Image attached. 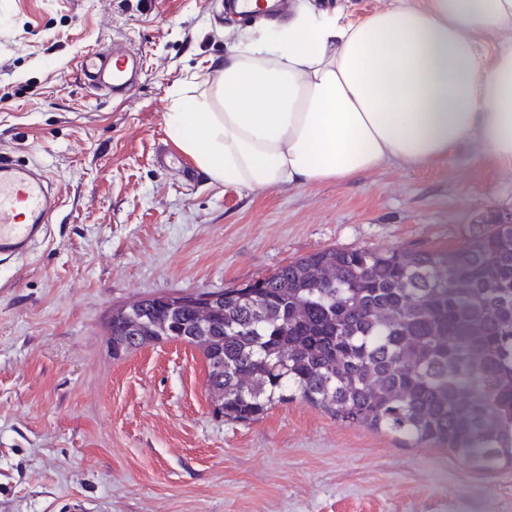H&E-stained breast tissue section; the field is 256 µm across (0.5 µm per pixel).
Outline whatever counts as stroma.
I'll return each instance as SVG.
<instances>
[{"label":"stroma","mask_w":512,"mask_h":512,"mask_svg":"<svg viewBox=\"0 0 512 512\" xmlns=\"http://www.w3.org/2000/svg\"><path fill=\"white\" fill-rule=\"evenodd\" d=\"M262 29L221 0H0V153L58 195L46 242L0 257V512H512V468L298 399L227 421L198 349L113 355L115 306L241 287L332 247L457 248L486 212H512V175L470 146L347 182L213 181L167 133L171 94ZM115 44L142 68L122 100L76 71Z\"/></svg>","instance_id":"stroma-1"}]
</instances>
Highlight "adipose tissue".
Returning <instances> with one entry per match:
<instances>
[{"mask_svg": "<svg viewBox=\"0 0 512 512\" xmlns=\"http://www.w3.org/2000/svg\"><path fill=\"white\" fill-rule=\"evenodd\" d=\"M173 94L169 136L240 193L426 167L478 147L512 174V0H393L349 20L296 0Z\"/></svg>", "mask_w": 512, "mask_h": 512, "instance_id": "1", "label": "adipose tissue"}]
</instances>
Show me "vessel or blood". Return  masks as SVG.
<instances>
[{
  "label": "vessel or blood",
  "mask_w": 512,
  "mask_h": 512,
  "mask_svg": "<svg viewBox=\"0 0 512 512\" xmlns=\"http://www.w3.org/2000/svg\"><path fill=\"white\" fill-rule=\"evenodd\" d=\"M224 6L230 13L253 16L269 10L267 0H225ZM77 70L85 85L112 95L131 90L141 73L137 57L119 46L87 52ZM48 182L0 155V256H26L45 239L55 211Z\"/></svg>",
  "instance_id": "obj_1"
}]
</instances>
